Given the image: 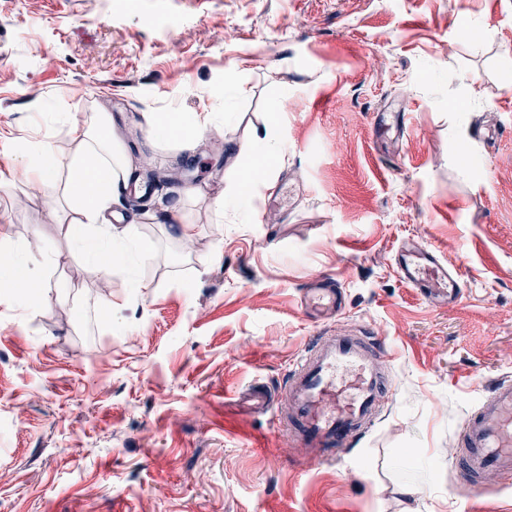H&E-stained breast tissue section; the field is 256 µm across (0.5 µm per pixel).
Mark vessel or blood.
<instances>
[{
	"mask_svg": "<svg viewBox=\"0 0 512 512\" xmlns=\"http://www.w3.org/2000/svg\"><path fill=\"white\" fill-rule=\"evenodd\" d=\"M400 278L426 300L452 303L461 296L459 276L432 250L406 241L395 254ZM318 313L338 310L334 283L317 281L306 297ZM388 354H375L361 336L316 337L290 370L287 402L259 391L254 411L269 414L277 432L326 461L335 449L350 446L374 422L382 401L391 395L386 374ZM459 490H484L495 473L512 478V381L497 382L465 420L457 450Z\"/></svg>",
	"mask_w": 512,
	"mask_h": 512,
	"instance_id": "obj_1",
	"label": "vessel or blood"
}]
</instances>
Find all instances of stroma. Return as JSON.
<instances>
[{"instance_id": "35a3bbf8", "label": "stroma", "mask_w": 512, "mask_h": 512, "mask_svg": "<svg viewBox=\"0 0 512 512\" xmlns=\"http://www.w3.org/2000/svg\"><path fill=\"white\" fill-rule=\"evenodd\" d=\"M60 112L110 113L134 178L179 158L187 180L114 198L142 256L94 294L68 208L0 188L40 285L0 289V512H512V478L466 494L451 454L512 379V0H0V145L42 130L70 157ZM151 112L212 113L223 154L151 137ZM266 129L273 163L249 149ZM406 240L459 271L456 302L400 280ZM321 275L343 309L315 321ZM320 331L386 337L394 395L314 465L245 394L282 393ZM252 182L253 180L251 178L247 179L245 175L236 178L233 189L229 195L225 197V201L223 197L214 199L211 202L212 208L222 218L224 216V207L225 209L234 208L236 210H251Z\"/></svg>"}]
</instances>
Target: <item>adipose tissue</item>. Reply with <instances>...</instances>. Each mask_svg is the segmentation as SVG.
I'll use <instances>...</instances> for the list:
<instances>
[{
  "mask_svg": "<svg viewBox=\"0 0 512 512\" xmlns=\"http://www.w3.org/2000/svg\"><path fill=\"white\" fill-rule=\"evenodd\" d=\"M110 124L109 113L99 112L85 128L69 126L78 142L70 159H63L46 139L27 141L21 155L25 183L48 203L65 199L73 211L65 234L85 248L94 278L117 266L132 267L133 257L124 245L136 238L134 226L111 224L104 217L111 196L131 177L121 141L108 132Z\"/></svg>",
  "mask_w": 512,
  "mask_h": 512,
  "instance_id": "obj_1",
  "label": "adipose tissue"
}]
</instances>
